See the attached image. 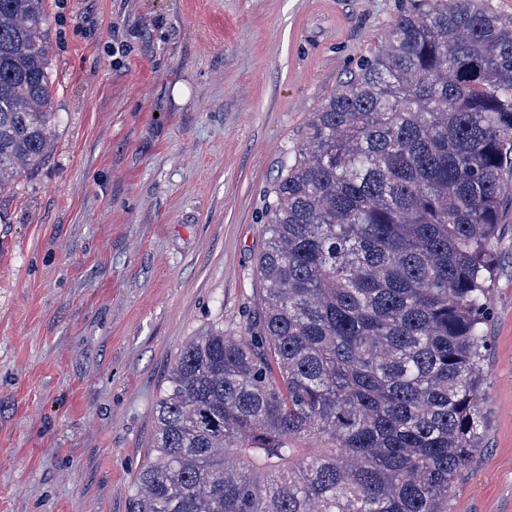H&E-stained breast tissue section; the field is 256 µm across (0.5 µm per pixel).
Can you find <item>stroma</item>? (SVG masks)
<instances>
[{
  "label": "stroma",
  "mask_w": 512,
  "mask_h": 512,
  "mask_svg": "<svg viewBox=\"0 0 512 512\" xmlns=\"http://www.w3.org/2000/svg\"><path fill=\"white\" fill-rule=\"evenodd\" d=\"M410 0H47L54 146L0 194V512H131L181 347L256 312L286 153ZM482 446L512 512V203Z\"/></svg>",
  "instance_id": "obj_1"
}]
</instances>
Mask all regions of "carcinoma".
I'll use <instances>...</instances> for the list:
<instances>
[{
  "label": "carcinoma",
  "instance_id": "obj_1",
  "mask_svg": "<svg viewBox=\"0 0 512 512\" xmlns=\"http://www.w3.org/2000/svg\"><path fill=\"white\" fill-rule=\"evenodd\" d=\"M46 0H0V193L52 148ZM512 17L415 0L288 151L261 310L188 340L134 512H448L480 447Z\"/></svg>",
  "mask_w": 512,
  "mask_h": 512
}]
</instances>
